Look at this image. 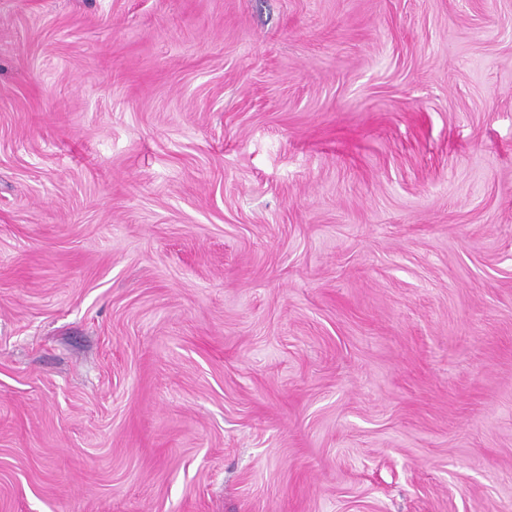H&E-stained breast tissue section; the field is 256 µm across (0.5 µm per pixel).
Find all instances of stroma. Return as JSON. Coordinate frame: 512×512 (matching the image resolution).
<instances>
[{"label": "stroma", "instance_id": "stroma-1", "mask_svg": "<svg viewBox=\"0 0 512 512\" xmlns=\"http://www.w3.org/2000/svg\"><path fill=\"white\" fill-rule=\"evenodd\" d=\"M0 512H512V0H0Z\"/></svg>", "mask_w": 512, "mask_h": 512}]
</instances>
